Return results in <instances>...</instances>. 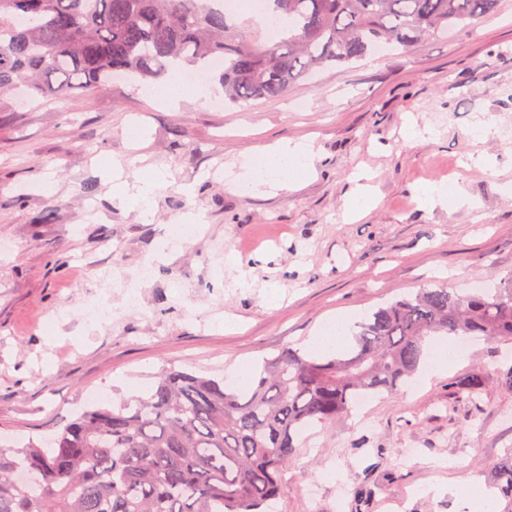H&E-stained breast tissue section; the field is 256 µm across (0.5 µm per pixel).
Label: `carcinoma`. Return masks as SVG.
Returning a JSON list of instances; mask_svg holds the SVG:
<instances>
[{"mask_svg": "<svg viewBox=\"0 0 512 512\" xmlns=\"http://www.w3.org/2000/svg\"><path fill=\"white\" fill-rule=\"evenodd\" d=\"M270 43L214 0H0V97L19 86L62 96L119 76L151 84L206 65L224 101L285 95L314 70L403 49L493 18L502 0H265ZM222 60L215 66L213 61ZM512 343V276L461 295L424 288L354 326L335 355L285 348L257 379L224 382L168 369L143 395L86 410L48 442L0 448V512H264L315 423L363 396L392 395L423 365L433 336ZM474 370L452 383L476 400ZM512 512V448L490 469Z\"/></svg>", "mask_w": 512, "mask_h": 512, "instance_id": "cac0c4a2", "label": "carcinoma"}]
</instances>
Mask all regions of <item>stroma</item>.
<instances>
[{
    "label": "stroma",
    "instance_id": "1",
    "mask_svg": "<svg viewBox=\"0 0 512 512\" xmlns=\"http://www.w3.org/2000/svg\"><path fill=\"white\" fill-rule=\"evenodd\" d=\"M143 89L117 78L0 107V446L60 432L90 390L107 407L171 367L219 380L336 317L512 275V0L476 28L318 71L277 99L173 107ZM306 135L309 172L229 189L259 150ZM153 168L167 186L144 219L132 197ZM438 181L465 200L428 206ZM361 186L373 203L358 217ZM192 216L201 236L165 245ZM89 302L111 320L87 321ZM511 366L512 343L473 336L454 366L424 364L362 415L313 425L270 512H356L362 490L363 512H459L456 487L486 486L512 448V391L499 383ZM476 369L478 400L453 393Z\"/></svg>",
    "mask_w": 512,
    "mask_h": 512
}]
</instances>
